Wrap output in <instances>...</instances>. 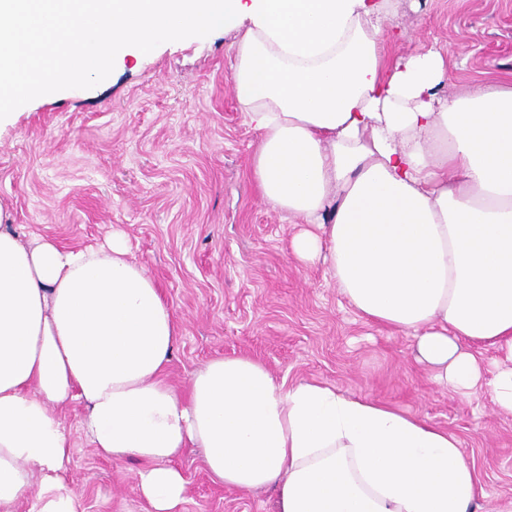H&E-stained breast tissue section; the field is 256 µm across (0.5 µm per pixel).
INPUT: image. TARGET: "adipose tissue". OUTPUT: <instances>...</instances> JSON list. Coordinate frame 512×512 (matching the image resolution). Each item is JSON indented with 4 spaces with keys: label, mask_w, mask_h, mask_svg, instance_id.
I'll return each instance as SVG.
<instances>
[{
    "label": "adipose tissue",
    "mask_w": 512,
    "mask_h": 512,
    "mask_svg": "<svg viewBox=\"0 0 512 512\" xmlns=\"http://www.w3.org/2000/svg\"><path fill=\"white\" fill-rule=\"evenodd\" d=\"M391 0H0V100L106 76L144 50L217 26L259 134L252 177L303 228L366 319L413 337L419 362L512 415V86L441 96L433 47L390 58ZM15 18L31 19L26 31ZM181 336L160 289L113 235L100 246L22 238L0 211V512H83L64 478L82 401L98 454L136 460L149 512H182L183 448L224 486L276 493L275 512H472L484 489L459 438L314 380L277 381L248 356L208 361L178 394ZM497 353L483 363L481 351Z\"/></svg>",
    "instance_id": "adipose-tissue-1"
}]
</instances>
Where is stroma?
I'll list each match as a JSON object with an SVG mask.
<instances>
[{
    "label": "stroma",
    "mask_w": 512,
    "mask_h": 512,
    "mask_svg": "<svg viewBox=\"0 0 512 512\" xmlns=\"http://www.w3.org/2000/svg\"><path fill=\"white\" fill-rule=\"evenodd\" d=\"M387 42L455 64L453 87L512 82V0H392ZM232 36L215 28L116 59L106 79L26 100L0 123V206L20 232L65 246L123 232L135 260L181 325L168 380L186 391L208 360L246 355L277 380H318L407 410L456 433L485 496L477 512H512V416L487 390L464 397L416 359L412 337L361 317L321 264L299 262L296 222L258 193L259 141L235 98ZM84 407L60 411L73 435L65 474L84 512H147L134 460L96 453L80 432ZM178 464L184 512H275L273 490L239 491L207 471L199 449Z\"/></svg>",
    "instance_id": "obj_1"
}]
</instances>
